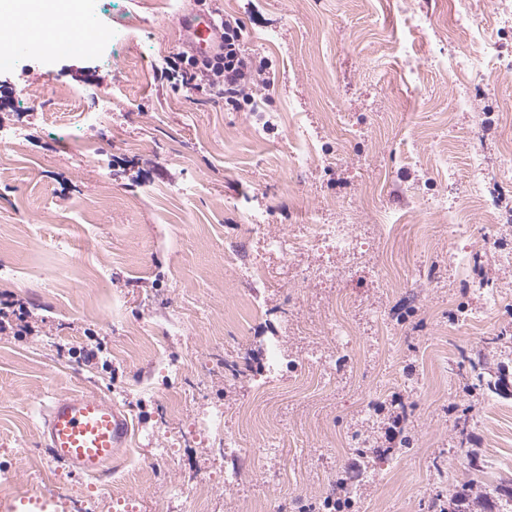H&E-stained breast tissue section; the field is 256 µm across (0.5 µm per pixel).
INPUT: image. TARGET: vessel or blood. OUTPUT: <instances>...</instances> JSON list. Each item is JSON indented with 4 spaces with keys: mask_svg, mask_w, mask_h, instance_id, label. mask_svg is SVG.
<instances>
[{
    "mask_svg": "<svg viewBox=\"0 0 512 512\" xmlns=\"http://www.w3.org/2000/svg\"><path fill=\"white\" fill-rule=\"evenodd\" d=\"M180 22L196 53L210 52L217 40L214 15L184 11ZM128 415L104 396L78 392L53 398L41 414V435L52 462L96 477L117 459L129 440ZM67 495H22L0 504V512H70Z\"/></svg>",
    "mask_w": 512,
    "mask_h": 512,
    "instance_id": "1",
    "label": "vessel or blood"
}]
</instances>
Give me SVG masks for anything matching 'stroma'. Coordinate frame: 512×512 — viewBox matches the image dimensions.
I'll return each mask as SVG.
<instances>
[{
	"instance_id": "1",
	"label": "stroma",
	"mask_w": 512,
	"mask_h": 512,
	"mask_svg": "<svg viewBox=\"0 0 512 512\" xmlns=\"http://www.w3.org/2000/svg\"><path fill=\"white\" fill-rule=\"evenodd\" d=\"M92 2L85 53L32 43L0 68V300L38 322L0 335V502L60 490L78 512H306L358 457L343 512H451L465 485L483 512L512 488V398L473 385L470 366L512 371V267L498 260L512 221L480 240L482 201L512 213V181L496 179L512 156V74L486 70L512 58L500 0H471L468 26L453 0H179L237 18L266 63L238 111L155 81L185 48L164 0ZM408 50L482 68L415 82ZM102 98L109 112L86 129ZM300 149L312 164H293ZM476 154L494 176L478 190ZM448 189L471 236L449 238L429 207ZM254 212L266 224L250 235ZM311 222L350 224L357 258L267 248ZM455 253L469 261L452 270ZM324 264L341 276L313 278ZM464 309L477 321L454 329ZM272 336L283 357L267 383ZM92 339L103 351L87 363ZM77 391L111 398L132 426L96 478L41 444L42 410Z\"/></svg>"
}]
</instances>
